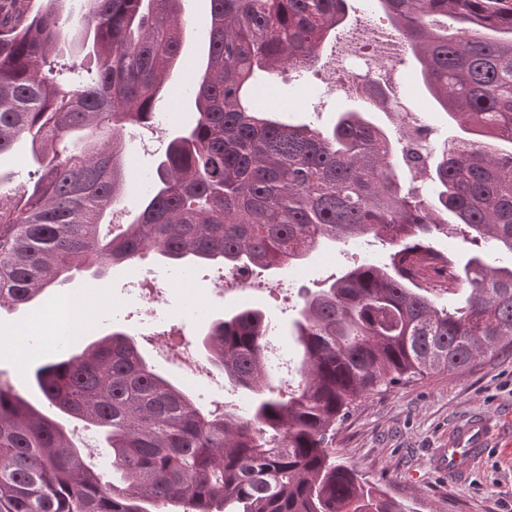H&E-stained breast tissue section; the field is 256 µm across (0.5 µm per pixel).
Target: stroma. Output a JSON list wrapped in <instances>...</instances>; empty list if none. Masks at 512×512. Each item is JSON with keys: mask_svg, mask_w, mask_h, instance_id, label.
Returning <instances> with one entry per match:
<instances>
[{"mask_svg": "<svg viewBox=\"0 0 512 512\" xmlns=\"http://www.w3.org/2000/svg\"><path fill=\"white\" fill-rule=\"evenodd\" d=\"M353 6L335 39L323 48L318 67L298 73L283 69L258 80L257 87L265 91L267 100H295V107L282 113V120L328 127L339 112L362 105L363 99L355 90L334 80V70L354 32L364 28L371 13L369 0H354ZM180 16L185 23L183 66L171 77V97L159 102L157 110L158 122L170 134L193 116L189 80L193 66L204 57L209 0H181ZM396 75L407 106L421 113L434 145L458 138L459 129L439 113L423 92L417 65L409 56L398 58ZM164 151L161 144L146 152L138 142H131L132 182L123 202L121 221H129L136 213L145 181ZM390 251L388 244L373 237L323 248L298 266L274 272L253 270L254 288L244 295L217 288L216 268L208 264L196 268L191 278L192 292L184 294L176 287L183 278L182 272L151 251L134 264L114 268L101 277L89 271L75 272L64 284L48 287L29 308L0 313V339L5 341L16 335L24 320L35 315L43 318L29 338L23 366H16L12 357L0 353V381L31 403L43 405L44 399L31 380L32 371L47 358L80 353L90 342L86 336L56 339L50 316L63 300L89 297L99 288L104 301L94 318L95 335L124 330L137 340L142 353L153 359L161 373L179 384L184 382L180 369L155 358L154 342L183 333L196 343L211 320L243 306L262 308L279 328L274 345L292 361L291 367L282 370L284 381L290 382L296 377L293 364L299 359V351L289 341L288 331L303 298L329 285L353 263L365 258L383 262ZM146 272L168 288L165 303L153 312L147 311L139 298L126 294L129 282ZM480 410L492 417L488 451L468 474L448 477L435 465L438 453L448 446V429ZM56 418L83 449L87 464H107L102 437L96 430L61 412ZM332 450L338 462L379 486L403 504L406 512H512V348L476 360L465 372L431 374L408 386L364 399L337 425Z\"/></svg>", "mask_w": 512, "mask_h": 512, "instance_id": "35a3bbf8", "label": "stroma"}]
</instances>
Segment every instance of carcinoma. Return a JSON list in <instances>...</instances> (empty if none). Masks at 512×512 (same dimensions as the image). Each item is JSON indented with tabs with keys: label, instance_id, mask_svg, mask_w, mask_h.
I'll use <instances>...</instances> for the list:
<instances>
[{
	"label": "carcinoma",
	"instance_id": "cac0c4a2",
	"mask_svg": "<svg viewBox=\"0 0 512 512\" xmlns=\"http://www.w3.org/2000/svg\"><path fill=\"white\" fill-rule=\"evenodd\" d=\"M0 0V156L30 140L40 175L0 176V310L24 308L70 273L97 276L152 250L189 268L277 270L366 236L394 248L308 294L292 336L300 378L283 388L266 354L275 325L258 308L212 320L201 346L246 389V409L201 407L155 371L121 330L33 379L48 403L102 431L112 475L94 471L64 428L0 383V512H404L331 459L336 424L365 397L463 371L512 347V264L483 255L464 272L429 246L464 240L512 256V0H376L419 64L422 87L466 133L461 150L417 161L345 110L320 130L270 118L261 72H303L348 0H210L194 118L173 133L120 232L101 226L129 188L125 131L155 119L182 63L180 0ZM79 44L95 67L51 58ZM428 178L405 186L402 168ZM466 292L449 308L441 293Z\"/></svg>",
	"mask_w": 512,
	"mask_h": 512
}]
</instances>
